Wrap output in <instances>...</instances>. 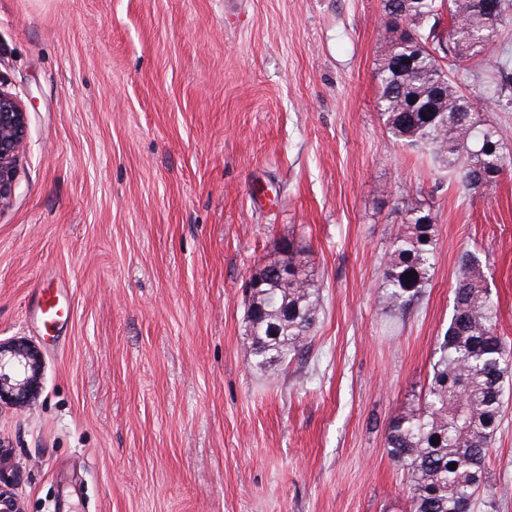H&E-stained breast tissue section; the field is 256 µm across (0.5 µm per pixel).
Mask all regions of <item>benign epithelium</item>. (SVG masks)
I'll return each mask as SVG.
<instances>
[{
    "mask_svg": "<svg viewBox=\"0 0 512 512\" xmlns=\"http://www.w3.org/2000/svg\"><path fill=\"white\" fill-rule=\"evenodd\" d=\"M28 128V111L22 100L0 81V211L12 203L17 168ZM42 355L23 338L0 341V404L31 406L41 391ZM15 475L0 467V512H23L12 493Z\"/></svg>",
    "mask_w": 512,
    "mask_h": 512,
    "instance_id": "1",
    "label": "benign epithelium"
}]
</instances>
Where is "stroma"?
<instances>
[{"label":"stroma","mask_w":512,"mask_h":512,"mask_svg":"<svg viewBox=\"0 0 512 512\" xmlns=\"http://www.w3.org/2000/svg\"><path fill=\"white\" fill-rule=\"evenodd\" d=\"M386 26L382 0H0V81L29 112L0 340L43 358L36 403L0 405L24 512H410L384 435L423 405L461 251L512 345V170L468 196L388 136ZM406 188L435 265L385 314ZM289 239L323 312L308 358L270 375L246 284ZM503 401L494 512H512V374Z\"/></svg>","instance_id":"35a3bbf8"}]
</instances>
